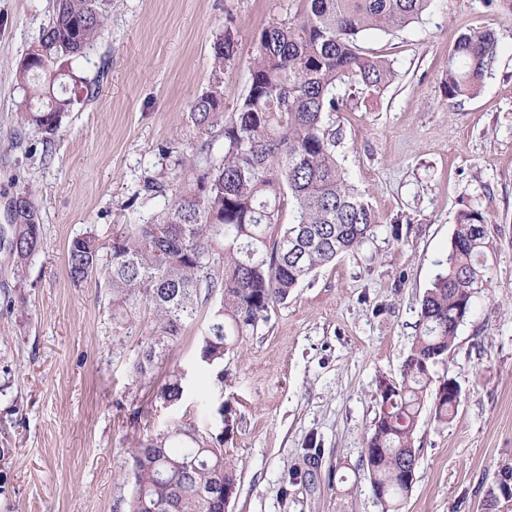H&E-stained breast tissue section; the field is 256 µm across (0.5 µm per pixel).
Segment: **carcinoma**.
Masks as SVG:
<instances>
[{
	"mask_svg": "<svg viewBox=\"0 0 512 512\" xmlns=\"http://www.w3.org/2000/svg\"><path fill=\"white\" fill-rule=\"evenodd\" d=\"M296 11L260 33L258 54L242 103L224 120V66L234 57L230 31L212 44V84L189 105L188 118L206 140L174 160L172 177L143 180L141 193L165 199L152 224H126L105 245L92 232L71 240L66 263L75 283L104 273L115 335L146 307L151 336L134 365L147 379L156 346L173 341L202 308L212 306L200 360L217 365L242 337L268 319L316 270L373 237L379 217L348 181L336 159L333 116L342 111L340 85L379 97L394 72L360 45L372 30H400L421 18L434 0H295ZM110 0H54V16L27 53L16 81L24 91L20 120L50 149L75 102L67 83L75 73L58 66L82 56L99 36ZM497 51L495 31L460 36L448 58L446 97L477 94ZM223 140L220 153L213 142ZM290 209L283 220V207ZM11 223L0 225V252L17 284L43 243V224L24 191L10 201ZM483 213L457 215L443 269L421 300L418 329L401 381L379 379L378 407L362 465L383 512H402L408 478L419 460L414 434L433 368L452 349L458 329L483 288L494 250ZM183 394L172 371L157 387L168 403ZM434 418L446 424L459 402L448 381L433 392ZM221 438L179 425L131 452L128 512H224V488L237 487L235 466Z\"/></svg>",
	"mask_w": 512,
	"mask_h": 512,
	"instance_id": "obj_1",
	"label": "carcinoma"
}]
</instances>
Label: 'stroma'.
Returning a JSON list of instances; mask_svg holds the SVG:
<instances>
[{
	"label": "stroma",
	"instance_id": "35a3bbf8",
	"mask_svg": "<svg viewBox=\"0 0 512 512\" xmlns=\"http://www.w3.org/2000/svg\"><path fill=\"white\" fill-rule=\"evenodd\" d=\"M292 0H112L100 37L74 72L99 82L63 120L51 156L18 119L19 63L53 17L54 0H0V225L13 193L37 204L43 247L24 285L0 257V512H126L130 452L189 423L223 436L238 474L228 512H381L362 467L379 379L400 381L420 301L445 259L460 209L487 219L488 280L434 367L461 402L449 423L425 403L415 482L402 512H512V18L486 0H435L418 22L363 45L395 77L380 97L353 92L337 113V158L379 216L358 250L318 269L221 364L200 362L210 311L159 349L154 386L133 364L147 313L114 335L103 281L73 284L76 236L108 240L154 222L163 198L138 195L167 170L160 148L191 152L201 137L188 105L211 85L216 32L234 34L225 115L249 85L263 28ZM491 28L497 55L479 92L442 89L459 36ZM185 373L181 399L155 385ZM237 424L225 434L223 416Z\"/></svg>",
	"mask_w": 512,
	"mask_h": 512
}]
</instances>
